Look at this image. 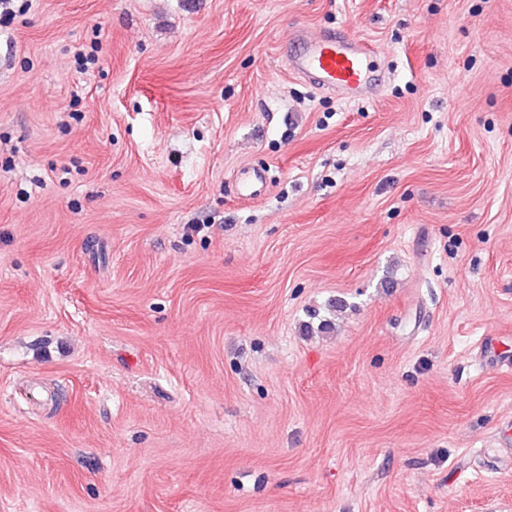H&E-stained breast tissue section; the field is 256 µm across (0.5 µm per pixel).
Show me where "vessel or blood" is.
<instances>
[{
  "mask_svg": "<svg viewBox=\"0 0 512 512\" xmlns=\"http://www.w3.org/2000/svg\"><path fill=\"white\" fill-rule=\"evenodd\" d=\"M372 47L341 33L310 35L299 30L289 38L288 68L312 87L351 100L379 92L385 81L370 64Z\"/></svg>",
  "mask_w": 512,
  "mask_h": 512,
  "instance_id": "1",
  "label": "vessel or blood"
}]
</instances>
